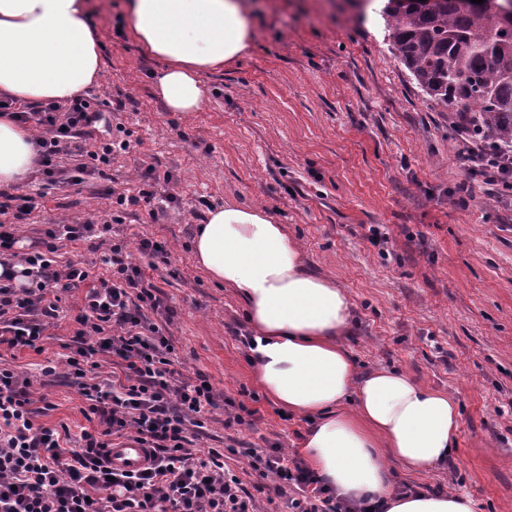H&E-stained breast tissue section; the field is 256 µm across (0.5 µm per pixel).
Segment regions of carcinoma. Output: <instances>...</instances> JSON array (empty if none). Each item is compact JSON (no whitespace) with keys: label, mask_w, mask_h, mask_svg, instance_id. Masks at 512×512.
Wrapping results in <instances>:
<instances>
[{"label":"carcinoma","mask_w":512,"mask_h":512,"mask_svg":"<svg viewBox=\"0 0 512 512\" xmlns=\"http://www.w3.org/2000/svg\"><path fill=\"white\" fill-rule=\"evenodd\" d=\"M395 58L429 98L464 112L512 145V12L471 0H386Z\"/></svg>","instance_id":"1"}]
</instances>
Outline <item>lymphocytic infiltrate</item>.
<instances>
[{"instance_id": "1", "label": "lymphocytic infiltrate", "mask_w": 512, "mask_h": 512, "mask_svg": "<svg viewBox=\"0 0 512 512\" xmlns=\"http://www.w3.org/2000/svg\"><path fill=\"white\" fill-rule=\"evenodd\" d=\"M4 109L41 128L38 162L51 186L81 184L98 165L109 164L115 150L130 147L126 140L99 141V113L87 99L37 106L1 99ZM460 156L485 184L512 190V148L468 142ZM37 206L29 194L0 199V262L10 265L0 273V348L42 352L62 295L81 292L77 345L42 373L78 387L93 426L82 430L79 447H69L68 429L37 423L30 378L1 362L0 512H254V495L225 468L223 452L212 449L199 458L192 449L218 407L217 393L204 375L177 376L167 328L154 320L163 301L151 273L166 263L165 247L138 238V250L152 258L146 268L131 263L118 244L103 252L101 271L80 261L61 265L54 258L56 240L79 244L95 234L92 222L74 221L51 225L26 251H15L18 226ZM104 354L117 357V371L111 379L89 381ZM128 434L149 449L150 462L137 471L112 469V439ZM249 457L260 478L288 495L290 512H368L367 503L342 502L282 448Z\"/></svg>"}]
</instances>
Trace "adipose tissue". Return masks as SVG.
I'll use <instances>...</instances> for the list:
<instances>
[{"label":"adipose tissue","mask_w":512,"mask_h":512,"mask_svg":"<svg viewBox=\"0 0 512 512\" xmlns=\"http://www.w3.org/2000/svg\"><path fill=\"white\" fill-rule=\"evenodd\" d=\"M91 14L89 0H0V96L61 103L94 85L102 57ZM125 14L140 51L165 63L154 87L172 112L200 111L202 74L236 61L253 35L248 0H126ZM36 158L31 130L0 113V187L23 182ZM192 257L241 299L255 378L282 409L308 417L304 458L339 499L370 498L381 512H473L466 496L396 484L393 466L425 473L447 463L458 403L397 370L357 374L341 342L347 297L307 268L283 225L225 204L197 226Z\"/></svg>","instance_id":"adipose-tissue-1"}]
</instances>
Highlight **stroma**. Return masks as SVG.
Listing matches in <instances>:
<instances>
[{
    "label": "stroma",
    "instance_id": "obj_1",
    "mask_svg": "<svg viewBox=\"0 0 512 512\" xmlns=\"http://www.w3.org/2000/svg\"><path fill=\"white\" fill-rule=\"evenodd\" d=\"M92 2L103 67L87 94L125 104L104 115L98 135L120 123L131 146L113 154L103 176L76 186H45L33 168L21 188L46 197L21 226L20 246L48 224L100 221L113 194L138 192L145 165L165 174L150 200L123 209L106 240L125 241L141 266L149 259L138 236L165 243L169 262L153 277L173 317L179 372L206 375L258 411L253 425L228 428L215 410L197 450H224L225 467L250 489L260 477L242 449L277 442L297 454L309 422L281 412L260 388L247 345L232 333L246 325L243 306L195 266L191 243L210 207L263 211L286 227L309 269L345 292L352 315L342 342L358 372L393 368L459 404L449 465L400 471L398 482L448 483L475 512H512V194L469 178L459 158L461 112L420 90L392 54L383 21L366 20L360 0H254L250 49L204 74L209 97L200 111L170 112L153 92L159 61L126 30L124 0ZM466 181L473 192L464 203ZM80 299L65 295L66 314L42 353L0 352L51 402L39 421L67 425L75 443L88 425L86 403L41 370L73 345Z\"/></svg>",
    "mask_w": 512,
    "mask_h": 512
}]
</instances>
